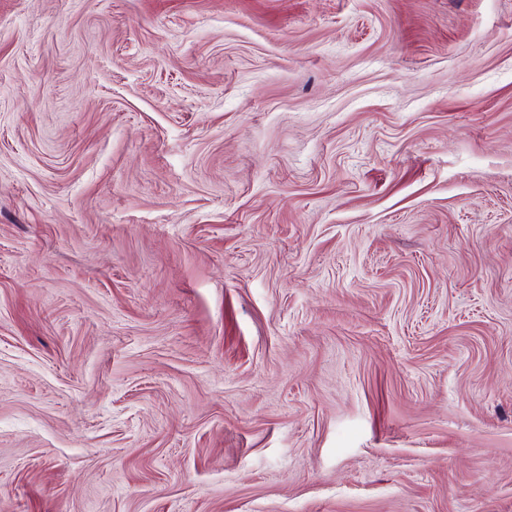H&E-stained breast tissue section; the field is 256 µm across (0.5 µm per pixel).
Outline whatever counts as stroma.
I'll return each instance as SVG.
<instances>
[{
	"label": "stroma",
	"mask_w": 512,
	"mask_h": 512,
	"mask_svg": "<svg viewBox=\"0 0 512 512\" xmlns=\"http://www.w3.org/2000/svg\"><path fill=\"white\" fill-rule=\"evenodd\" d=\"M0 512H512V0H0Z\"/></svg>",
	"instance_id": "35a3bbf8"
}]
</instances>
